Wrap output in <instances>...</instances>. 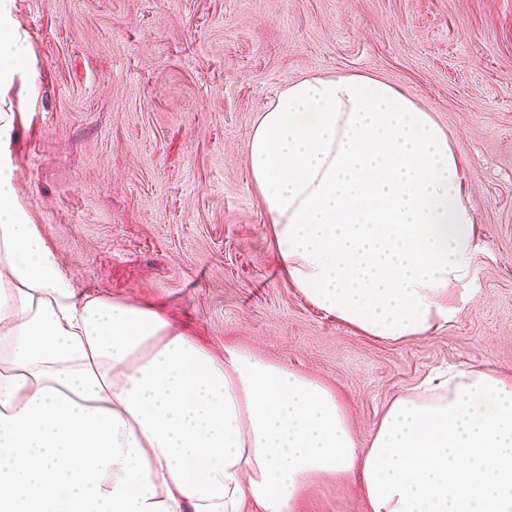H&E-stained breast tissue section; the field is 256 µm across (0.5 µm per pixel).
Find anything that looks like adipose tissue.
Wrapping results in <instances>:
<instances>
[{
  "label": "adipose tissue",
  "instance_id": "ef3b65f1",
  "mask_svg": "<svg viewBox=\"0 0 512 512\" xmlns=\"http://www.w3.org/2000/svg\"><path fill=\"white\" fill-rule=\"evenodd\" d=\"M0 114V512H299L324 478L367 512H512V380L427 378L359 447L336 390L252 351L216 357L133 300L77 288L18 202ZM247 163L286 281L362 335L447 326L479 242L457 151L361 73L260 112Z\"/></svg>",
  "mask_w": 512,
  "mask_h": 512
}]
</instances>
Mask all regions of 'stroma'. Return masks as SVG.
Masks as SVG:
<instances>
[{
  "instance_id": "1",
  "label": "stroma",
  "mask_w": 512,
  "mask_h": 512,
  "mask_svg": "<svg viewBox=\"0 0 512 512\" xmlns=\"http://www.w3.org/2000/svg\"><path fill=\"white\" fill-rule=\"evenodd\" d=\"M29 46L13 115L19 201L74 282L156 305L225 345L321 379L359 444L382 407L448 368L512 377V0H11ZM379 77L428 109L463 161L481 249L459 313L428 336L359 335L281 274L246 159L277 89ZM302 512H366L314 484Z\"/></svg>"
}]
</instances>
